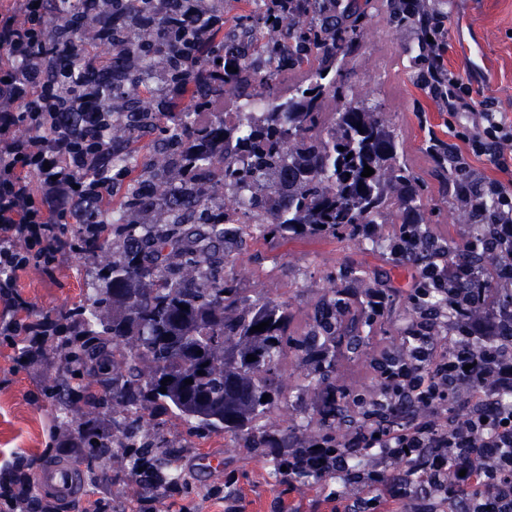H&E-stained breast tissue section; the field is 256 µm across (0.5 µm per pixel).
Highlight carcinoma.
<instances>
[{"instance_id":"cac0c4a2","label":"carcinoma","mask_w":512,"mask_h":512,"mask_svg":"<svg viewBox=\"0 0 512 512\" xmlns=\"http://www.w3.org/2000/svg\"><path fill=\"white\" fill-rule=\"evenodd\" d=\"M84 2L41 0L40 13L53 24L0 60L23 79L34 75L21 111L44 118L25 133L48 140L60 128L89 134L101 147L99 167L111 173L94 208L62 222L77 237L84 225H99L90 251L101 252L94 287L51 337L58 362L45 388L66 417L82 404L97 411L98 420L71 433L78 462L106 460L121 448L141 477L178 480L175 449L151 423L162 415L265 447L271 437L258 421L280 404L279 366L289 352L308 380L302 390H313L317 429L293 417L302 406L286 403L288 430L277 435L278 448L369 430L412 411L377 387L364 412L354 393L336 385V353L371 340L392 315L393 305L376 310L368 301L384 286L357 291L351 284L364 271L340 267L300 332L287 304L249 303L234 285L231 269L252 229L282 239H349L398 265L401 251L417 276L434 265L462 271L446 293L408 305L405 336L422 329L459 335L456 307L479 303L471 298L475 279L512 309L504 285L512 241L487 223L490 202L459 200V239L431 233L399 134L354 85L337 79L361 35L336 32L326 0H261L238 17L236 42L224 38V0H97L92 14ZM98 28L110 32L109 54L92 35ZM305 64L306 78L283 91V75ZM87 87L96 88L94 97L85 96ZM226 96L235 98V111L194 119ZM258 97L267 106L254 112ZM87 112L98 123L88 124ZM145 138L149 155L141 158ZM366 165L369 177L361 176ZM381 224L395 229L383 236ZM111 237L126 248L109 256ZM262 322L269 327L252 331ZM403 350L380 351L371 369L386 372ZM250 354L257 360L247 361ZM118 407L120 423L112 417Z\"/></svg>"}]
</instances>
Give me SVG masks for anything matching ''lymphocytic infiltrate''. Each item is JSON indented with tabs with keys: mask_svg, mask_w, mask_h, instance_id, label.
<instances>
[{
	"mask_svg": "<svg viewBox=\"0 0 512 512\" xmlns=\"http://www.w3.org/2000/svg\"><path fill=\"white\" fill-rule=\"evenodd\" d=\"M21 11L0 13V57L19 52L30 36L25 19L37 15L38 0H23ZM405 15L417 21L425 67L419 85L449 112L474 109L473 88L468 80L444 63V35L448 15L420 12L418 0H404ZM9 95H0V299L21 307L14 291L17 272L37 265L52 271L67 250L86 251L84 240L64 237L59 219L79 203H88L86 187L75 178L78 170L95 167L91 144L60 133L48 143L18 133L20 122L37 123L38 112H19L29 98V85L7 78ZM471 127L458 133L448 145V163L463 171L470 159H486L501 176L474 184L463 177L464 196L492 203L491 216L501 237L512 238V122L491 107H484ZM37 175L38 189L27 177ZM465 338L485 343L512 335V315L491 300L478 310L458 318ZM411 359L397 373L382 374L381 386L393 399H407L417 407L408 419L380 427L366 437H352L350 445L366 444L371 452L359 459L331 454L329 448H292L288 473L342 475L345 493H331L336 512H512V408L497 407L498 426L487 428L484 416H472L458 428L448 429V391L472 393L476 402L502 393L512 395V354L488 351L476 358L463 351H448L436 338L413 339Z\"/></svg>",
	"mask_w": 512,
	"mask_h": 512,
	"instance_id": "f902f5d3",
	"label": "lymphocytic infiltrate"
}]
</instances>
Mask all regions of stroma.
<instances>
[{"instance_id": "stroma-1", "label": "stroma", "mask_w": 512, "mask_h": 512, "mask_svg": "<svg viewBox=\"0 0 512 512\" xmlns=\"http://www.w3.org/2000/svg\"><path fill=\"white\" fill-rule=\"evenodd\" d=\"M400 0H336V17L363 32L361 53L349 61V82L371 102L381 104L403 142L404 158L423 187L425 217L437 237H458L460 227L448 200V167L429 152V136L447 138L449 127L471 125L472 114L451 116L442 111L417 83L420 32L398 13ZM424 7L449 11L446 55L449 68L471 78L480 99L494 101L497 111L512 119V0H423ZM98 258L89 252L66 253L53 273L31 267L18 272L15 291L25 303L13 309L0 301V319L63 318L84 300ZM347 263L363 267L368 276L390 281L407 292L411 268L392 266L387 257L350 240L322 238L285 242L252 236L238 254L235 271L243 295L285 301L297 329H304L311 306L326 291L328 278ZM406 301H398L390 321L368 346L336 359V382L353 392L377 385L370 361L381 349L399 343L405 326ZM56 360L50 351L0 341V484L19 472L34 473L47 449H61L64 431L91 417L90 407L61 422L45 396L44 383ZM162 430L176 448L173 467L180 472L177 493L159 507L142 478L129 470L123 455L92 463L84 471L81 495L59 504L41 499V512H85L99 501L102 512H274L275 505L295 512H331L326 498L339 489L335 477L287 484L278 456L271 448H248L221 432L198 433L171 418ZM219 455L220 470L204 474L199 458Z\"/></svg>"}]
</instances>
